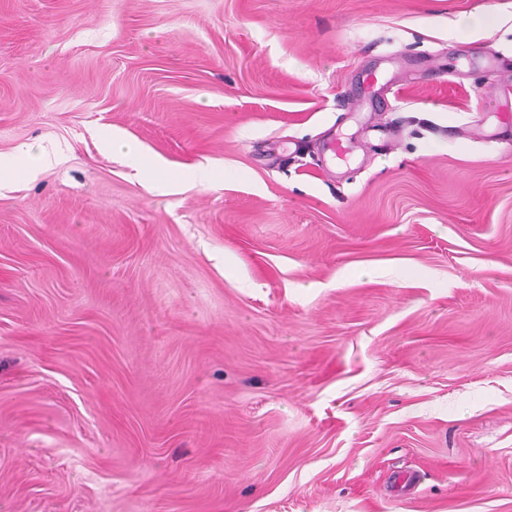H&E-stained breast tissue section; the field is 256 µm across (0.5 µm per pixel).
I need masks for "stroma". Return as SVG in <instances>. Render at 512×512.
I'll return each mask as SVG.
<instances>
[{
  "instance_id": "obj_1",
  "label": "stroma",
  "mask_w": 512,
  "mask_h": 512,
  "mask_svg": "<svg viewBox=\"0 0 512 512\" xmlns=\"http://www.w3.org/2000/svg\"><path fill=\"white\" fill-rule=\"evenodd\" d=\"M506 88L512 0H0V512H512Z\"/></svg>"
}]
</instances>
